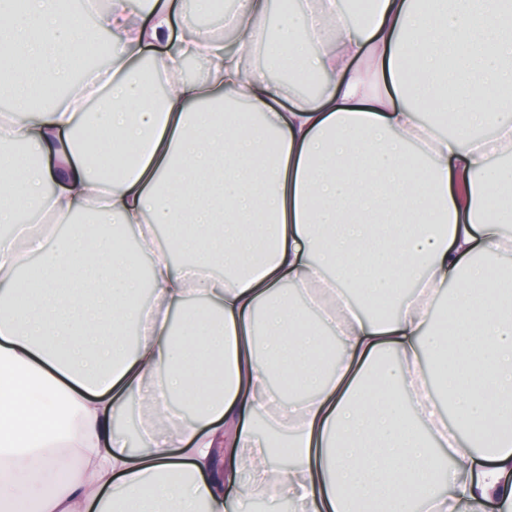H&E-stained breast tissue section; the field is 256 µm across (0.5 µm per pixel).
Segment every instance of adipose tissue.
Wrapping results in <instances>:
<instances>
[{"label": "adipose tissue", "mask_w": 512, "mask_h": 512, "mask_svg": "<svg viewBox=\"0 0 512 512\" xmlns=\"http://www.w3.org/2000/svg\"><path fill=\"white\" fill-rule=\"evenodd\" d=\"M25 2L0 0V48L25 62L0 141L40 159L0 157V224L37 222L0 238V512L512 507V289L489 266L512 263V0H369L358 22L349 0H235L231 47L196 26L210 0H107L91 30ZM101 32L111 70L33 110ZM190 57L203 81L181 79ZM449 106L455 132L422 122ZM126 235L150 259L144 305ZM355 294L402 302L375 318ZM141 409L134 449L114 422Z\"/></svg>", "instance_id": "obj_1"}]
</instances>
